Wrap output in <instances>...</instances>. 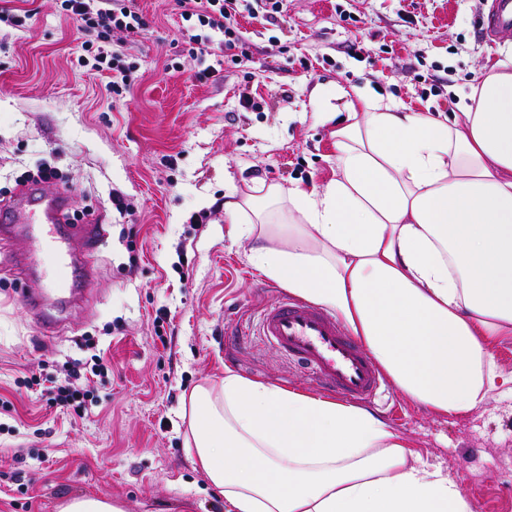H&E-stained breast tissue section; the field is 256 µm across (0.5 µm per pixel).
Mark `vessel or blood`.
<instances>
[{"label": "vessel or blood", "instance_id": "obj_1", "mask_svg": "<svg viewBox=\"0 0 512 512\" xmlns=\"http://www.w3.org/2000/svg\"><path fill=\"white\" fill-rule=\"evenodd\" d=\"M481 30L487 37L512 36V0H493ZM69 203L68 193L48 195L32 187L23 189L13 201L0 204V233L5 235L12 225L27 223L34 212L42 213L46 229L28 232L27 239L33 251L54 259L49 286L60 309L75 298L74 271L78 264L77 257L66 248L69 235L61 227ZM23 303L44 314V335L58 333L60 320L46 313L44 295L25 296ZM259 331L272 348L299 363L326 392L370 403L383 385L381 373L368 352L342 330L335 317L315 304L281 297L262 311Z\"/></svg>", "mask_w": 512, "mask_h": 512}]
</instances>
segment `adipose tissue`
Here are the masks:
<instances>
[{"label": "adipose tissue", "instance_id": "adipose-tissue-1", "mask_svg": "<svg viewBox=\"0 0 512 512\" xmlns=\"http://www.w3.org/2000/svg\"><path fill=\"white\" fill-rule=\"evenodd\" d=\"M460 108L442 119L336 87L316 109L335 124L332 177L224 202L260 271L334 310L401 392L442 416L487 400L488 345L512 334V54ZM187 407L185 445L225 512H471L364 408L229 370Z\"/></svg>", "mask_w": 512, "mask_h": 512}]
</instances>
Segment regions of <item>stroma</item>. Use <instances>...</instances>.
Returning <instances> with one entry per match:
<instances>
[{"label":"stroma","mask_w":512,"mask_h":512,"mask_svg":"<svg viewBox=\"0 0 512 512\" xmlns=\"http://www.w3.org/2000/svg\"><path fill=\"white\" fill-rule=\"evenodd\" d=\"M135 4L147 28L112 42L137 79L114 97L108 71L78 66L77 24L60 0H0L26 12L23 26L0 28V200H13L24 171L49 164L64 179L44 191H68L71 210L103 226L93 246L71 239L94 277L50 340L22 297L53 260L0 240V512H58L80 495L123 512H224L183 446L189 393L220 386L228 369L318 392L260 336L225 339V329L255 326L283 288L254 267L250 240L231 235L225 193L331 178L318 89L370 88L453 112L512 48V38L481 34L490 0H283L280 14L240 17L250 63L225 64L218 52L199 63L183 50L175 0ZM205 65L213 77L196 80ZM245 92L259 109L241 106ZM117 193L132 215L115 209ZM488 350L505 382L472 411L437 416L393 385L371 410L474 512H512V335ZM96 353L106 371L83 417L15 385Z\"/></svg>","instance_id":"35a3bbf8"}]
</instances>
